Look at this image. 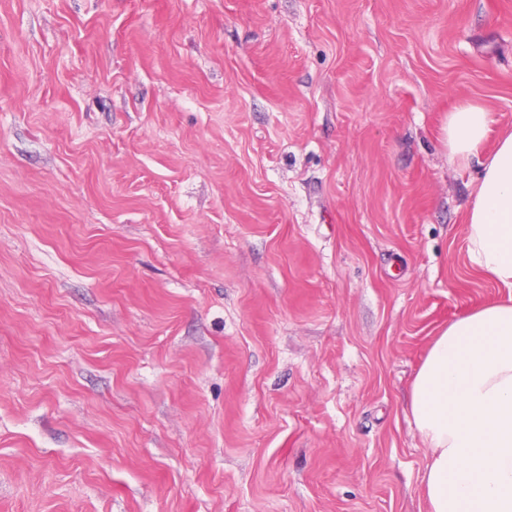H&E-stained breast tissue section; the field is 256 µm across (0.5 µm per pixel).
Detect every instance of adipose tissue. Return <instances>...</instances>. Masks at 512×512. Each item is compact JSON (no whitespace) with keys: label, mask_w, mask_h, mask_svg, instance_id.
Masks as SVG:
<instances>
[{"label":"adipose tissue","mask_w":512,"mask_h":512,"mask_svg":"<svg viewBox=\"0 0 512 512\" xmlns=\"http://www.w3.org/2000/svg\"><path fill=\"white\" fill-rule=\"evenodd\" d=\"M492 121L487 108L462 100L445 134L454 159L481 167L465 224L470 261L512 288V133L484 153ZM409 410L430 450L428 512H512V300L441 330L413 379Z\"/></svg>","instance_id":"1"}]
</instances>
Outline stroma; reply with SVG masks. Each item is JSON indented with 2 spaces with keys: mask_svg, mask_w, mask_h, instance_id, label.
<instances>
[{
  "mask_svg": "<svg viewBox=\"0 0 512 512\" xmlns=\"http://www.w3.org/2000/svg\"><path fill=\"white\" fill-rule=\"evenodd\" d=\"M461 99L512 0H0V512H427Z\"/></svg>",
  "mask_w": 512,
  "mask_h": 512,
  "instance_id": "35a3bbf8",
  "label": "stroma"
}]
</instances>
